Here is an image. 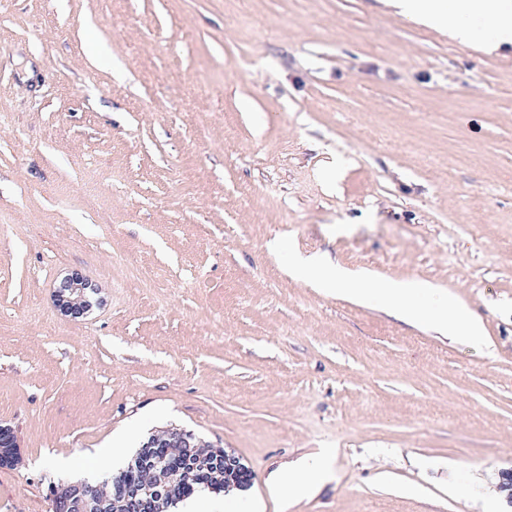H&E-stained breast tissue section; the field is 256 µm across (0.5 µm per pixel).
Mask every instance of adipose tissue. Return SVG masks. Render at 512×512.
Here are the masks:
<instances>
[{"label":"adipose tissue","instance_id":"obj_1","mask_svg":"<svg viewBox=\"0 0 512 512\" xmlns=\"http://www.w3.org/2000/svg\"><path fill=\"white\" fill-rule=\"evenodd\" d=\"M392 4L404 16L448 30L451 37L463 42H481L494 50L512 44V0H392ZM321 284L339 294L381 300L410 321L422 319L460 336L480 334V325L472 314L454 304H445L436 311L418 306L414 297L425 288L420 280L378 282L338 269L322 274ZM329 467L328 459L311 458L275 474L267 486L270 492L287 498H302L316 490L327 477Z\"/></svg>","mask_w":512,"mask_h":512}]
</instances>
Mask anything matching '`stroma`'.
<instances>
[{
  "instance_id": "35a3bbf8",
  "label": "stroma",
  "mask_w": 512,
  "mask_h": 512,
  "mask_svg": "<svg viewBox=\"0 0 512 512\" xmlns=\"http://www.w3.org/2000/svg\"><path fill=\"white\" fill-rule=\"evenodd\" d=\"M297 255L425 281L482 333ZM1 421L0 512L168 430L240 457L264 512H512V46L380 0H0ZM319 453L314 495L266 492ZM323 288L338 294H351L363 299H379L396 309L410 321L425 320L454 335L476 337L480 335V324L468 311L454 304L446 303L439 310L426 309L414 303L415 295L428 288L420 280L406 283L378 282L366 275L355 274L344 269L321 275ZM65 281L67 288L58 289L54 295L56 307L75 318L87 314L92 307L89 294L97 293V290L88 288V283L78 274L71 275Z\"/></svg>"
}]
</instances>
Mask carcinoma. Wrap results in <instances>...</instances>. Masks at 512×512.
<instances>
[{"instance_id":"carcinoma-1","label":"carcinoma","mask_w":512,"mask_h":512,"mask_svg":"<svg viewBox=\"0 0 512 512\" xmlns=\"http://www.w3.org/2000/svg\"><path fill=\"white\" fill-rule=\"evenodd\" d=\"M223 455L222 448H199L191 455L173 444L149 451L140 448L122 471L108 477L107 489L91 491V512H130V504L112 491L115 486L139 488L157 483L169 486L175 494L162 499L159 504V512H168L199 488L220 493L231 483L240 485L238 476L224 472V465L216 463L217 458Z\"/></svg>"}]
</instances>
